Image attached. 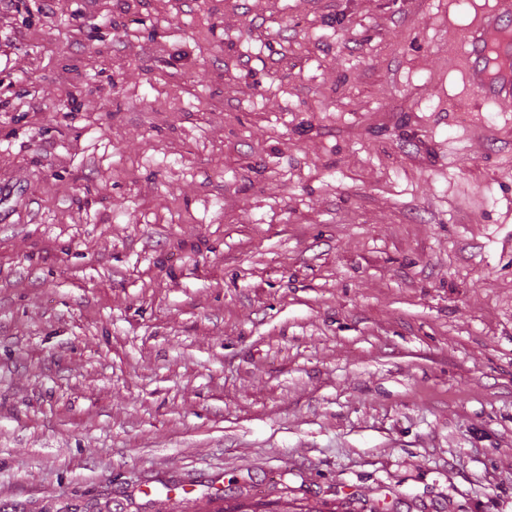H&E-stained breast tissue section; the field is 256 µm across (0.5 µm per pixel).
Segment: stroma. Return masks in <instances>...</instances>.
<instances>
[{"label": "stroma", "mask_w": 512, "mask_h": 512, "mask_svg": "<svg viewBox=\"0 0 512 512\" xmlns=\"http://www.w3.org/2000/svg\"><path fill=\"white\" fill-rule=\"evenodd\" d=\"M495 0H0V512H512ZM512 1L499 0L465 37L467 82L485 102L512 98Z\"/></svg>", "instance_id": "35a3bbf8"}]
</instances>
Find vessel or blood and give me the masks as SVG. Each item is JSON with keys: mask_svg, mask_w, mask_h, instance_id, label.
<instances>
[{"mask_svg": "<svg viewBox=\"0 0 512 512\" xmlns=\"http://www.w3.org/2000/svg\"><path fill=\"white\" fill-rule=\"evenodd\" d=\"M468 83L487 102L512 98V0H498L468 31L464 43Z\"/></svg>", "mask_w": 512, "mask_h": 512, "instance_id": "1", "label": "vessel or blood"}]
</instances>
